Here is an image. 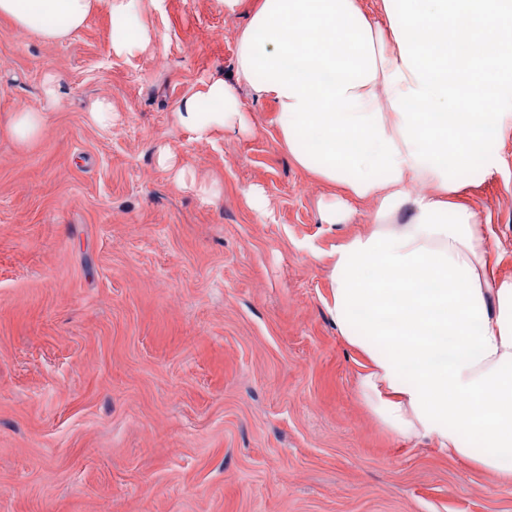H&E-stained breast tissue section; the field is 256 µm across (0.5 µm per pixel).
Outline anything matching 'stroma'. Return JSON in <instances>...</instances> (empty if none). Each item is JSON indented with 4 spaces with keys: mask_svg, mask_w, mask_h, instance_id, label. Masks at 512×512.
<instances>
[{
    "mask_svg": "<svg viewBox=\"0 0 512 512\" xmlns=\"http://www.w3.org/2000/svg\"><path fill=\"white\" fill-rule=\"evenodd\" d=\"M249 19L143 0L153 38L126 59L105 8L56 43L0 17V512H512L511 484L362 402L369 361L327 304L332 253L373 205L324 223L339 188L237 80ZM212 78L246 127L206 143L174 112ZM22 105L46 115L27 145L7 131ZM494 152L464 199L511 281L512 130Z\"/></svg>",
    "mask_w": 512,
    "mask_h": 512,
    "instance_id": "obj_1",
    "label": "stroma"
}]
</instances>
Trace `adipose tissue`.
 <instances>
[{
    "label": "adipose tissue",
    "mask_w": 512,
    "mask_h": 512,
    "mask_svg": "<svg viewBox=\"0 0 512 512\" xmlns=\"http://www.w3.org/2000/svg\"><path fill=\"white\" fill-rule=\"evenodd\" d=\"M140 0H0V16L47 42L105 7L131 58L149 40ZM255 0L237 74L272 100L294 161L374 205L370 229L339 244L328 304L371 366L361 399L405 438L512 482V281H495L486 227L459 203L465 168L491 169L512 125V0ZM462 31L467 47L448 35ZM495 37L488 58L474 46ZM177 124L209 142L245 124L234 86L186 96Z\"/></svg>",
    "instance_id": "1"
}]
</instances>
